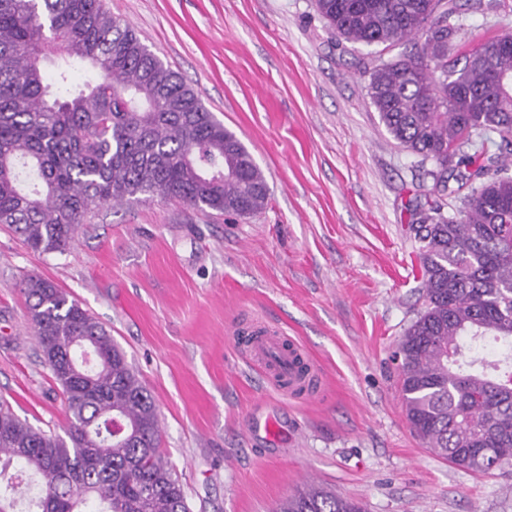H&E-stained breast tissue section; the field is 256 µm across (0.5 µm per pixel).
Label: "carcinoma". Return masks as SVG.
<instances>
[{"label":"carcinoma","mask_w":512,"mask_h":512,"mask_svg":"<svg viewBox=\"0 0 512 512\" xmlns=\"http://www.w3.org/2000/svg\"><path fill=\"white\" fill-rule=\"evenodd\" d=\"M499 0H315L340 41L380 46L364 63L379 122L432 163L429 194L411 210L424 308L395 356L410 429L458 467L488 472L512 459V32L448 63L465 11ZM64 57L54 76L45 47ZM101 79L75 89L68 68ZM139 195L246 217L269 187L253 155L183 79L102 0H0V224L32 251L65 252L86 215ZM43 362L62 387L64 435L0 405V512H189L160 450L152 395L110 332L53 282L21 289ZM494 359H465L487 337ZM97 368H85L87 356ZM279 512H362L315 486Z\"/></svg>","instance_id":"obj_1"}]
</instances>
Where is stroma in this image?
<instances>
[{"mask_svg": "<svg viewBox=\"0 0 512 512\" xmlns=\"http://www.w3.org/2000/svg\"><path fill=\"white\" fill-rule=\"evenodd\" d=\"M504 2L467 13L463 49L512 30ZM103 3L248 148L269 199L246 218L126 201L90 213L62 254L0 225V401L34 428L66 424L21 293L36 275L110 331L151 391L190 512H274L309 484L365 512H512V461L462 469L406 419L394 352L422 307L407 226L429 183L367 96L368 47L336 40L315 0ZM264 323L317 366L312 397L248 366L235 338Z\"/></svg>", "mask_w": 512, "mask_h": 512, "instance_id": "stroma-1", "label": "stroma"}]
</instances>
